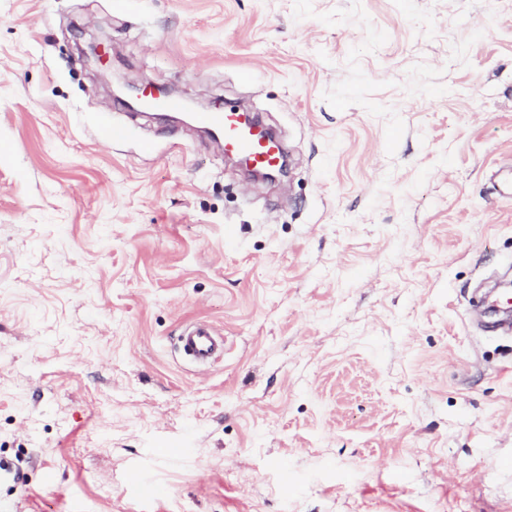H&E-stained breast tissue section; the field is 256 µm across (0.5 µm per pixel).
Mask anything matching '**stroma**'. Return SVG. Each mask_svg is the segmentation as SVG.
<instances>
[{"label": "stroma", "mask_w": 512, "mask_h": 512, "mask_svg": "<svg viewBox=\"0 0 512 512\" xmlns=\"http://www.w3.org/2000/svg\"><path fill=\"white\" fill-rule=\"evenodd\" d=\"M112 77L250 102L288 179ZM511 174L512 0H0V512H512ZM179 349L194 362L207 364L224 352V337L210 325L196 326L177 337Z\"/></svg>", "instance_id": "stroma-1"}]
</instances>
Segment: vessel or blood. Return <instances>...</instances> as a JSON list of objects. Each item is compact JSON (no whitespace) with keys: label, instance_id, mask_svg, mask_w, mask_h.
I'll return each instance as SVG.
<instances>
[{"label":"vessel or blood","instance_id":"vessel-or-blood-1","mask_svg":"<svg viewBox=\"0 0 512 512\" xmlns=\"http://www.w3.org/2000/svg\"><path fill=\"white\" fill-rule=\"evenodd\" d=\"M193 121L200 129L218 133L217 143L226 156L242 159L248 167L258 171L279 167L283 148L257 118H245L228 104L220 111L195 113ZM177 342L179 349L199 364L218 359L224 351L223 337L209 325L184 331Z\"/></svg>","mask_w":512,"mask_h":512}]
</instances>
